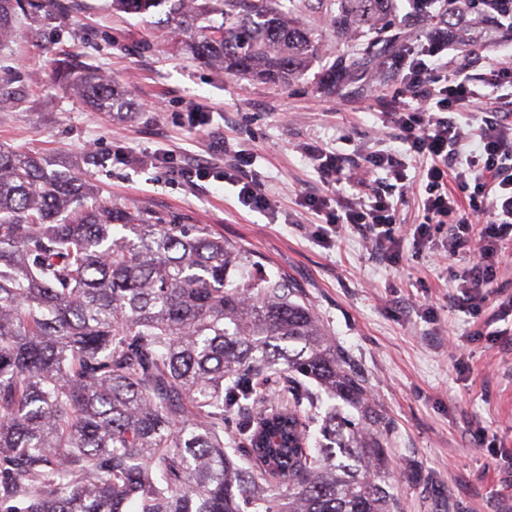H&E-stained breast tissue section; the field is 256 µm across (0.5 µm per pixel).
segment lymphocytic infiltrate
I'll use <instances>...</instances> for the list:
<instances>
[{
    "label": "lymphocytic infiltrate",
    "instance_id": "f902f5d3",
    "mask_svg": "<svg viewBox=\"0 0 512 512\" xmlns=\"http://www.w3.org/2000/svg\"><path fill=\"white\" fill-rule=\"evenodd\" d=\"M447 49V34L437 30L419 49L395 55L402 99L389 113L387 126L420 163L417 180L424 184V222L411 225L406 235L396 234L398 203L417 180H410L405 166L382 151L366 157V169L385 170L397 198L371 189L357 204L340 196L305 195L300 205L322 217L329 234H339L350 224L362 228L376 252L390 263L398 261L404 241H411L419 253L435 234L445 233L449 256L475 255L456 291L458 301L476 311L487 300L488 284L512 264V123L500 119L498 109L486 111L475 133L478 149L472 152L465 148L467 139L455 115L479 100L476 82L512 87V61L498 62L476 80L466 63L449 65ZM250 164L249 156L236 151L224 163L213 159L193 164L184 169L183 177L190 183L224 179L237 187L243 207L274 211L261 186L244 178Z\"/></svg>",
    "mask_w": 512,
    "mask_h": 512
}]
</instances>
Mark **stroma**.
I'll use <instances>...</instances> for the list:
<instances>
[{
	"label": "stroma",
	"mask_w": 512,
	"mask_h": 512,
	"mask_svg": "<svg viewBox=\"0 0 512 512\" xmlns=\"http://www.w3.org/2000/svg\"><path fill=\"white\" fill-rule=\"evenodd\" d=\"M24 3L0 44V69L19 92L0 106V147L78 166L113 204L210 225L268 275H287L386 419L396 512H512V314L496 302L512 295V274L498 276L491 302L475 313L450 299V276L471 267V254L441 261L440 242L419 255L407 242L391 264L357 228L332 245L314 238L319 219L298 204L331 192L299 152L303 142L323 144L353 170L375 151L402 154L381 132L399 86L390 57L328 97L308 78L281 85L194 60L161 7L137 15L113 10L112 0ZM65 60L110 75L133 108L113 116L89 108L61 76ZM196 109L209 125L190 134L178 121ZM219 139L253 156L248 175L277 214L242 207L231 185L193 188L136 163L163 152L177 165L204 162ZM452 336L466 347L463 360L453 357Z\"/></svg>",
	"instance_id": "1"
}]
</instances>
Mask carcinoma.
I'll use <instances>...</instances> for the list:
<instances>
[{"instance_id":"1","label":"carcinoma","mask_w":512,"mask_h":512,"mask_svg":"<svg viewBox=\"0 0 512 512\" xmlns=\"http://www.w3.org/2000/svg\"><path fill=\"white\" fill-rule=\"evenodd\" d=\"M169 14L195 59L334 95L386 50L399 0H112ZM479 55L497 5L410 0ZM18 0H0V40ZM65 79L131 103L91 67ZM283 277L206 224L99 198L0 148V512H394L383 417ZM360 413L353 421L334 401ZM323 419L328 442L311 443Z\"/></svg>"}]
</instances>
